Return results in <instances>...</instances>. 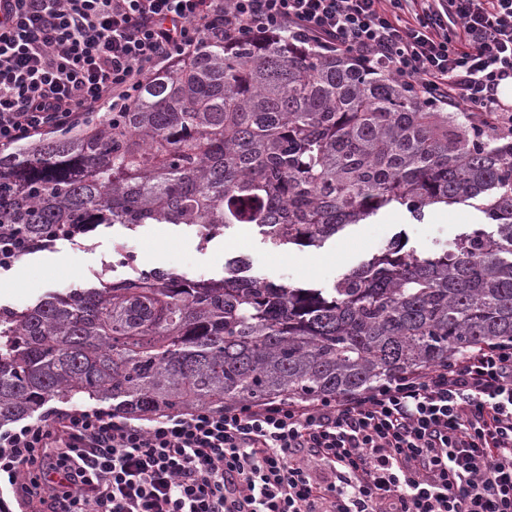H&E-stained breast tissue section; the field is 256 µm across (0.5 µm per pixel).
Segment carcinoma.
I'll return each instance as SVG.
<instances>
[{
  "instance_id": "obj_1",
  "label": "carcinoma",
  "mask_w": 512,
  "mask_h": 512,
  "mask_svg": "<svg viewBox=\"0 0 512 512\" xmlns=\"http://www.w3.org/2000/svg\"><path fill=\"white\" fill-rule=\"evenodd\" d=\"M467 204L485 223L422 254L398 238L330 287L162 270L0 306V424L84 396L140 416L358 394L512 340V135L420 103L348 55L288 41L203 47L127 112L0 150V238L23 253L101 225L253 224L321 248L389 208Z\"/></svg>"
}]
</instances>
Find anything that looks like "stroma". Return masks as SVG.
I'll return each mask as SVG.
<instances>
[{"mask_svg":"<svg viewBox=\"0 0 512 512\" xmlns=\"http://www.w3.org/2000/svg\"><path fill=\"white\" fill-rule=\"evenodd\" d=\"M479 213L457 205L451 212L427 210L423 220H414L401 209L383 211L367 223L348 226L322 248L283 250L265 243L248 224L235 225L210 242H201L192 229L172 224L148 225L135 231L121 225L98 227L81 246L57 240L22 257L0 273V306L18 309L34 304L49 292H64L91 284L97 273H125L113 250L121 241L139 268L161 269L191 279H219L225 259L240 256L249 264L251 276L292 285H331L337 277L358 267L383 249L396 236L421 253L436 251L472 224Z\"/></svg>","mask_w":512,"mask_h":512,"instance_id":"stroma-1","label":"stroma"}]
</instances>
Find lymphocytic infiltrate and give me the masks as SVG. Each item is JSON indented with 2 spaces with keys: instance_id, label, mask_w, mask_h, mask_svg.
<instances>
[{
  "instance_id": "obj_1",
  "label": "lymphocytic infiltrate",
  "mask_w": 512,
  "mask_h": 512,
  "mask_svg": "<svg viewBox=\"0 0 512 512\" xmlns=\"http://www.w3.org/2000/svg\"><path fill=\"white\" fill-rule=\"evenodd\" d=\"M282 35L512 133V0H0V149L125 112L198 48ZM50 512H512V341L369 392L158 413L49 409L0 475Z\"/></svg>"
}]
</instances>
